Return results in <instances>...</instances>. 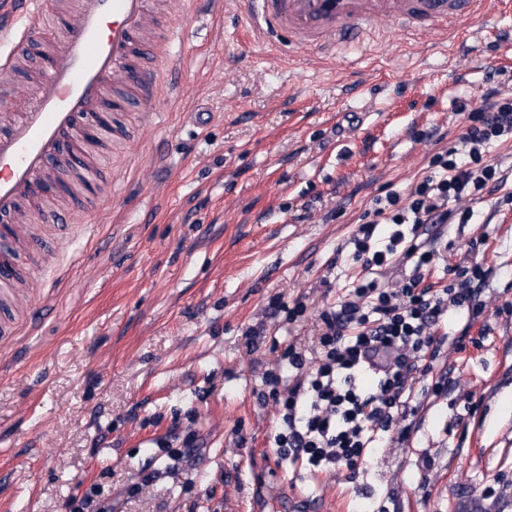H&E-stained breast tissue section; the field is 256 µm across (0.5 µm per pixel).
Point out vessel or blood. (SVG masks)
<instances>
[{
	"label": "vessel or blood",
	"mask_w": 512,
	"mask_h": 512,
	"mask_svg": "<svg viewBox=\"0 0 512 512\" xmlns=\"http://www.w3.org/2000/svg\"><path fill=\"white\" fill-rule=\"evenodd\" d=\"M53 0H0V67L12 69L26 48L38 46L50 58L36 97L19 119L0 131V216L12 218L36 184H58L61 171L74 170L86 184L98 176L81 121L99 133L110 115L126 110L152 115L159 72L177 61L156 58L146 67L144 38L148 0H79L74 15L59 18ZM246 23L268 39L328 52L356 41L368 27L388 19L413 31L445 29L488 10L489 0H246ZM63 25L59 44L44 43L43 32ZM118 88L106 95L108 81Z\"/></svg>",
	"instance_id": "obj_1"
}]
</instances>
